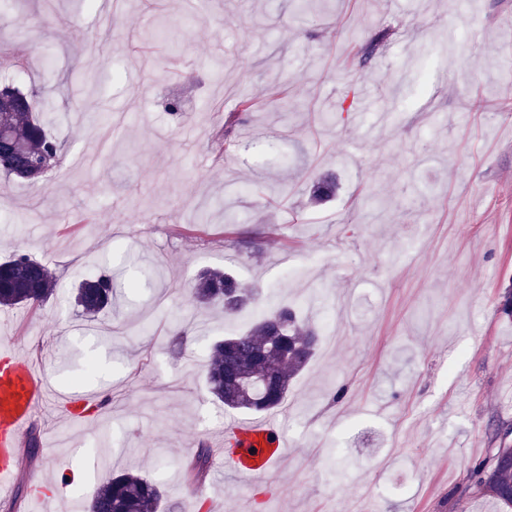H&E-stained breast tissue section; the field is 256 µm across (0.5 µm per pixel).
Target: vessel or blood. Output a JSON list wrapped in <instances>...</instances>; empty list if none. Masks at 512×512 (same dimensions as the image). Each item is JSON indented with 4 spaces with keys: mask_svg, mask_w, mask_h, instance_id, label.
<instances>
[{
    "mask_svg": "<svg viewBox=\"0 0 512 512\" xmlns=\"http://www.w3.org/2000/svg\"><path fill=\"white\" fill-rule=\"evenodd\" d=\"M48 378L37 372L31 357L18 349L0 350V496L12 494L17 483L16 458L36 411L57 403ZM227 467L252 479L268 476L282 459L288 440L276 417L236 420L224 428Z\"/></svg>",
    "mask_w": 512,
    "mask_h": 512,
    "instance_id": "obj_1",
    "label": "vessel or blood"
}]
</instances>
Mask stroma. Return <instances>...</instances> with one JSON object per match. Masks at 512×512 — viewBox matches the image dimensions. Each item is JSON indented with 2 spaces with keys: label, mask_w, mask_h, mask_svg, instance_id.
<instances>
[{
  "label": "stroma",
  "mask_w": 512,
  "mask_h": 512,
  "mask_svg": "<svg viewBox=\"0 0 512 512\" xmlns=\"http://www.w3.org/2000/svg\"><path fill=\"white\" fill-rule=\"evenodd\" d=\"M11 2L0 63L64 151L42 186L0 175V260L46 262L61 291L0 309V340L57 391L112 406L74 447L59 441L69 411L36 415L22 496L0 512L86 503L127 470L178 512H500L467 477L492 432L512 443V321L496 312L512 276V0H207L192 16L182 0ZM389 24L354 64L352 35ZM245 91L257 109L228 153L219 132ZM325 176L338 191L320 203ZM224 266L267 309L317 295V321L344 339L295 379L278 415L286 457L266 480L218 464L192 490L185 462L234 419L206 392L208 345L253 319L191 303L198 272ZM101 268L112 308L88 322L70 291ZM393 31L394 29L391 27L378 30L368 40L360 44L355 53L360 64H364L370 57H372L376 51L387 42Z\"/></svg>",
  "instance_id": "obj_1"
}]
</instances>
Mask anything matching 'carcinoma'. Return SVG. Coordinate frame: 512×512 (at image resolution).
<instances>
[{
	"instance_id": "carcinoma-1",
	"label": "carcinoma",
	"mask_w": 512,
	"mask_h": 512,
	"mask_svg": "<svg viewBox=\"0 0 512 512\" xmlns=\"http://www.w3.org/2000/svg\"><path fill=\"white\" fill-rule=\"evenodd\" d=\"M393 28L378 30L360 44L356 57L365 63L384 45ZM15 98L14 111L0 112V172L35 185L39 175L23 178L20 172L40 164L49 168L59 161L62 145L49 132L32 95L9 79L0 80V99ZM253 98L243 95L224 119V151L239 146L237 128L250 116ZM336 181L324 177L313 197L324 200L336 193ZM112 274L95 271L76 289L74 303L84 316L93 318L112 307ZM57 293V281L49 266L28 254L16 253L0 263V307L40 306ZM193 301L233 315L255 301L254 289L220 268L200 272L192 289ZM317 328L304 321L292 307L262 312L250 326L211 345L206 364L208 393L231 411L267 414L278 409L294 379L302 372L318 346ZM212 468L211 449L198 448L184 469L185 483L206 482ZM471 484L483 495L512 510V447L494 449L492 457L472 467ZM162 492L150 479L133 472L101 482L91 500V512H161Z\"/></svg>"
}]
</instances>
